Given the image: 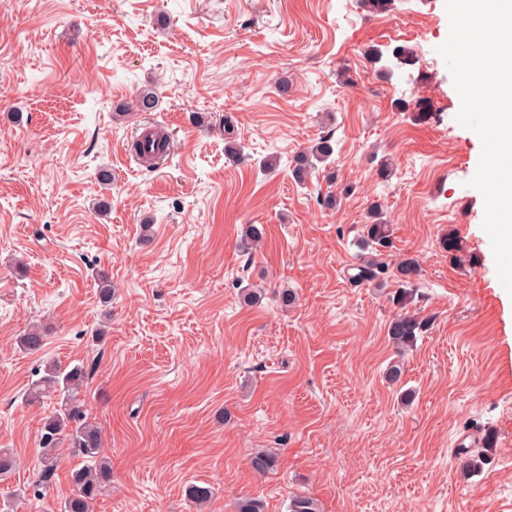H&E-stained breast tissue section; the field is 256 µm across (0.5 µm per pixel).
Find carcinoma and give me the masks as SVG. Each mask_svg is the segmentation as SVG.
<instances>
[{
	"label": "carcinoma",
	"instance_id": "carcinoma-1",
	"mask_svg": "<svg viewBox=\"0 0 512 512\" xmlns=\"http://www.w3.org/2000/svg\"><path fill=\"white\" fill-rule=\"evenodd\" d=\"M158 103L157 94L150 90L137 93L134 99L119 108L120 112L136 110L152 112ZM336 142L331 135L320 137L313 145L299 152L290 165L295 183L307 185L319 169L334 155ZM392 227L383 222L378 208L371 210V221L364 225L361 235L362 246L370 250V256L357 267V279L376 281L379 276L390 277L398 285L392 296L393 303L403 312L396 315L389 323L387 335L392 344L399 349H406L417 340L426 322L416 315L406 312L414 300L413 281L420 272V264L414 257L401 259L391 267L383 261L384 252L392 246ZM265 238L262 224H248L244 229L245 250L258 246ZM46 339L45 332L35 327L21 337L22 347L31 353L42 350ZM88 373L79 365L62 366L55 362L45 365L44 374L28 388L25 397L29 403L44 398H57L58 409L44 423L39 456L40 477L51 478L62 462L61 447L74 449L83 458L81 468L73 472L74 486L71 496L63 504V512H91L93 502L112 483V466L103 454V433L101 428L90 421L85 410V393ZM494 439L485 436L484 448L478 454L467 459L463 468L468 473L479 471L490 459ZM252 470L264 474L274 469L278 457L270 450L252 453L250 460ZM288 512H319L316 501L305 495L291 498Z\"/></svg>",
	"mask_w": 512,
	"mask_h": 512
}]
</instances>
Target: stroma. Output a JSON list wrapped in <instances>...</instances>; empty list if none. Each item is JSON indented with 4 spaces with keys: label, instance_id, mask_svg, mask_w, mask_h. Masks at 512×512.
Masks as SVG:
<instances>
[{
    "label": "stroma",
    "instance_id": "1",
    "mask_svg": "<svg viewBox=\"0 0 512 512\" xmlns=\"http://www.w3.org/2000/svg\"><path fill=\"white\" fill-rule=\"evenodd\" d=\"M448 32L445 0H0V446L18 461L0 512H61L83 464L65 452L36 486L57 405L24 394L47 360L89 373L112 462L93 512H234L245 496L288 512L295 494L320 512H512V294L470 184L482 142L437 52ZM406 36L416 62L398 68ZM143 89L157 109L120 112ZM227 116L250 162H228ZM156 123L173 152L150 168L127 143ZM327 134L333 162L295 184L290 161ZM332 182L354 191L329 209ZM374 204L393 260L421 267L410 310L427 327L394 384L396 284L351 279ZM248 224L266 237L246 253ZM41 324L43 350H23ZM476 429L495 446L469 476L454 444ZM260 448L275 470L251 469ZM192 485L213 490L203 509Z\"/></svg>",
    "mask_w": 512,
    "mask_h": 512
}]
</instances>
